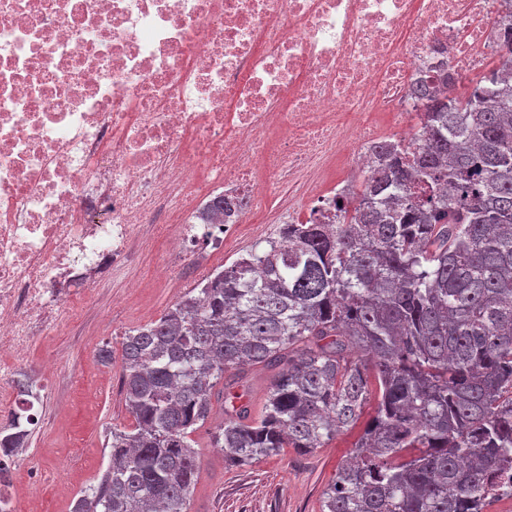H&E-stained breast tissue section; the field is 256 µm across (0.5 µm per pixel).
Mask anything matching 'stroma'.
I'll use <instances>...</instances> for the list:
<instances>
[{"label": "stroma", "instance_id": "35a3bbf8", "mask_svg": "<svg viewBox=\"0 0 512 512\" xmlns=\"http://www.w3.org/2000/svg\"><path fill=\"white\" fill-rule=\"evenodd\" d=\"M165 242L143 254L130 276L139 288L125 287L116 276L96 288L81 290L80 316L62 329L37 336L15 374L41 380L43 395L33 408L30 444L11 460L14 486L30 488L38 512H70L81 491L95 484L108 462L105 435L133 419L121 395L122 341L125 332L161 316L199 278L193 262L161 269ZM112 351L111 363L98 358ZM206 424L193 433L199 475L190 512H321L322 493L348 458L352 446L374 414L366 406L356 424L310 452L283 449L275 456L230 467L211 432L224 419V398L214 396Z\"/></svg>", "mask_w": 512, "mask_h": 512}]
</instances>
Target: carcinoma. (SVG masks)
Returning <instances> with one entry per match:
<instances>
[{
    "mask_svg": "<svg viewBox=\"0 0 512 512\" xmlns=\"http://www.w3.org/2000/svg\"><path fill=\"white\" fill-rule=\"evenodd\" d=\"M500 55L512 63V18ZM439 76L410 89L422 146H380L342 224H286L125 334L130 428L71 512H189L192 434L224 384L212 447L231 466L322 448L366 424L322 512H487L512 464V81L494 70L463 100ZM274 371L262 412L224 375ZM29 408L0 423V474L27 447Z\"/></svg>",
    "mask_w": 512,
    "mask_h": 512,
    "instance_id": "cac0c4a2",
    "label": "carcinoma"
}]
</instances>
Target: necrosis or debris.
<instances>
[{"label": "necrosis or debris", "instance_id": "1", "mask_svg": "<svg viewBox=\"0 0 512 512\" xmlns=\"http://www.w3.org/2000/svg\"><path fill=\"white\" fill-rule=\"evenodd\" d=\"M512 0H0V409L40 329L166 239L222 252L237 225L338 223L336 200L408 144L411 85L484 70ZM387 113L398 131L368 121ZM350 155L354 177L319 188ZM231 201L223 232L206 221Z\"/></svg>", "mask_w": 512, "mask_h": 512}]
</instances>
